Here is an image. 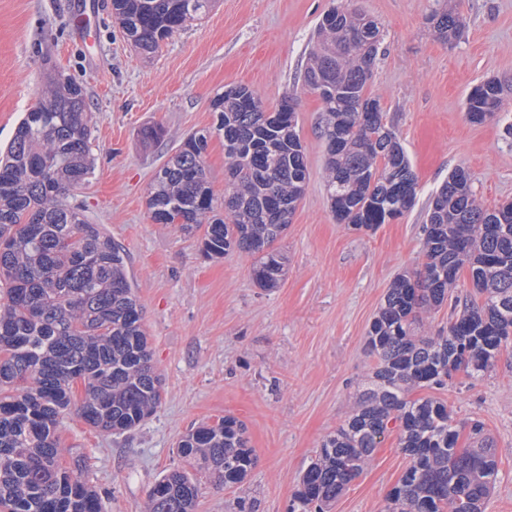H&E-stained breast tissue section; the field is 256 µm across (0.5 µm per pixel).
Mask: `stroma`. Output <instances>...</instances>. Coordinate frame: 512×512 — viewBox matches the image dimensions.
Masks as SVG:
<instances>
[{
  "mask_svg": "<svg viewBox=\"0 0 512 512\" xmlns=\"http://www.w3.org/2000/svg\"><path fill=\"white\" fill-rule=\"evenodd\" d=\"M98 2L83 40L70 26L73 0H0V145L41 97L45 66L84 86L95 172L69 201L128 255L164 393L156 413L122 436L64 417L61 446L84 456L107 512H144L154 482L185 465L176 455L180 437L231 414L247 427L256 465L245 494L204 485L197 512H288L300 476L371 373L365 336L389 285L424 261L431 195L461 166L483 208L512 200V99L482 123L466 114L474 85L512 80V0H452L466 21L452 45L428 23L442 0H215L203 19L150 56L124 38L111 0ZM334 6L362 11L381 27L368 89L418 180L413 210L367 232L336 223L331 213L321 102L303 83L314 29ZM236 84L271 107L298 97L309 182L277 243L286 274L272 289L254 284L249 254L204 259L197 237L152 223L146 205L172 148L212 128L213 98ZM151 126L165 135L148 144L142 131ZM439 396L456 421L483 422L496 449L499 477L484 512H512V347L482 378L455 373ZM407 464L389 433L333 512H382Z\"/></svg>",
  "mask_w": 512,
  "mask_h": 512,
  "instance_id": "35a3bbf8",
  "label": "stroma"
}]
</instances>
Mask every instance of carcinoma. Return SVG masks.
I'll list each match as a JSON object with an SVG mask.
<instances>
[{"instance_id":"cac0c4a2","label":"carcinoma","mask_w":512,"mask_h":512,"mask_svg":"<svg viewBox=\"0 0 512 512\" xmlns=\"http://www.w3.org/2000/svg\"><path fill=\"white\" fill-rule=\"evenodd\" d=\"M213 0H112V15L139 51L155 52ZM435 34L451 43L465 21L434 12ZM378 23L329 9L303 74L322 103L326 191L336 222L373 231L393 212H410L417 178L378 99L368 93L380 45ZM506 84L488 79L470 92V120L500 111ZM214 130L196 131L155 172L148 211L155 224L202 231L201 253L255 257L253 282L275 288L285 275L274 244L302 200L309 170L298 133L297 98L268 110L246 85L212 101ZM85 88L48 74L40 102L0 149V512H105L83 459L62 460L60 419L74 411L89 426L123 435L160 406L163 380L127 256L103 225L67 202L93 173ZM224 139L231 188L217 213L205 156L212 132ZM473 287L448 334L418 335L420 315L443 305L461 276ZM512 344V202L492 211L472 177L454 169L427 213L425 261L387 289L365 336L375 358L369 384L346 422L322 441L290 512H328L374 459L390 432L408 465L386 496L385 512H482L495 487L496 451L483 423H457L445 400L415 397L447 387L453 373L483 376ZM83 396L74 400V385ZM196 473L174 469L149 491L144 512H195L203 475L237 489L256 464L245 424L226 415L188 430L176 448Z\"/></svg>"}]
</instances>
